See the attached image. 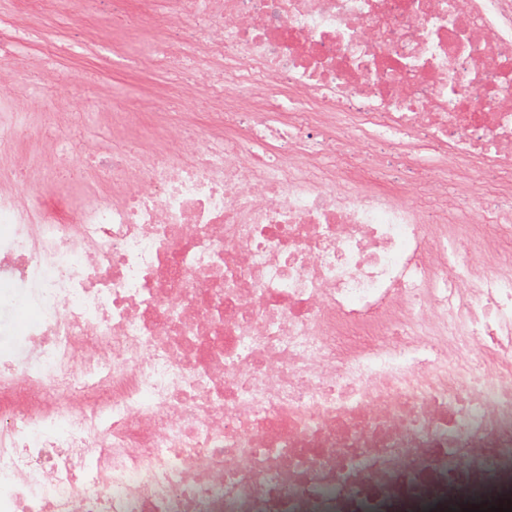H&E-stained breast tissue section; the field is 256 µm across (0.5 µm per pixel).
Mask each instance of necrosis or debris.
<instances>
[{
    "label": "necrosis or debris",
    "mask_w": 512,
    "mask_h": 512,
    "mask_svg": "<svg viewBox=\"0 0 512 512\" xmlns=\"http://www.w3.org/2000/svg\"><path fill=\"white\" fill-rule=\"evenodd\" d=\"M84 21L96 190L18 182L0 87V512H487L512 501V0H137L132 63ZM340 163L324 164L332 146ZM162 49V42L159 38L156 27L144 28L141 35L127 44V55L130 59L145 52L157 53ZM113 76L112 91L119 100L137 102L141 99L145 84V78L142 75L128 69Z\"/></svg>",
    "instance_id": "4bbe7bcc"
}]
</instances>
